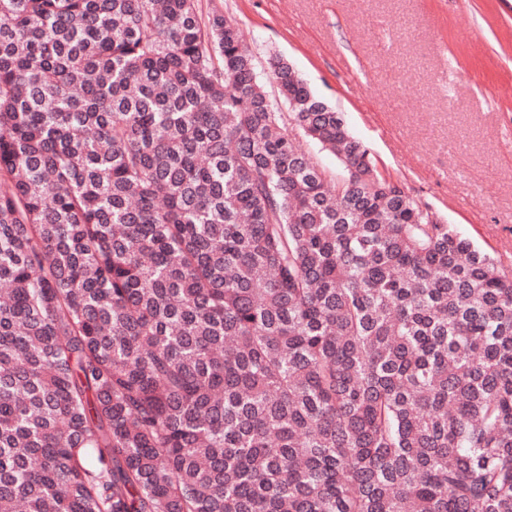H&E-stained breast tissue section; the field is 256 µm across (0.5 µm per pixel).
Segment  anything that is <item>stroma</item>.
<instances>
[{"instance_id":"1","label":"stroma","mask_w":512,"mask_h":512,"mask_svg":"<svg viewBox=\"0 0 512 512\" xmlns=\"http://www.w3.org/2000/svg\"><path fill=\"white\" fill-rule=\"evenodd\" d=\"M293 65L404 191L512 273V0H200Z\"/></svg>"}]
</instances>
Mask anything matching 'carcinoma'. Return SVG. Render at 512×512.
<instances>
[{"label": "carcinoma", "instance_id": "1", "mask_svg": "<svg viewBox=\"0 0 512 512\" xmlns=\"http://www.w3.org/2000/svg\"><path fill=\"white\" fill-rule=\"evenodd\" d=\"M268 80L199 0H0V512H512V274Z\"/></svg>", "mask_w": 512, "mask_h": 512}]
</instances>
